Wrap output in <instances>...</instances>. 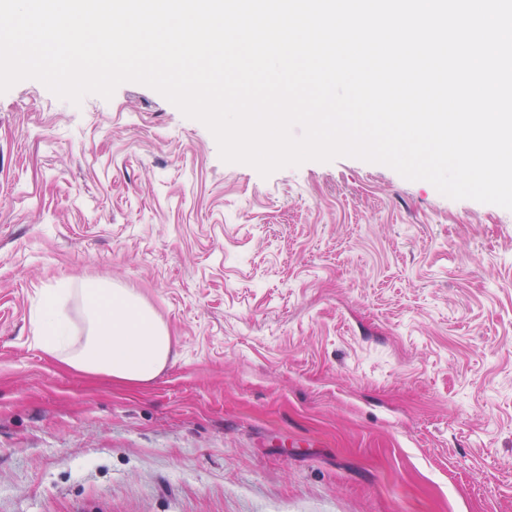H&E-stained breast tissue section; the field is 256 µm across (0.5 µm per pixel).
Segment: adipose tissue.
I'll use <instances>...</instances> for the list:
<instances>
[{
  "label": "adipose tissue",
  "mask_w": 512,
  "mask_h": 512,
  "mask_svg": "<svg viewBox=\"0 0 512 512\" xmlns=\"http://www.w3.org/2000/svg\"><path fill=\"white\" fill-rule=\"evenodd\" d=\"M72 291L59 289L34 321L38 345L71 369L105 374L126 383H145L171 360L172 339L165 326L137 296L96 280L83 288L85 335L70 337L65 304Z\"/></svg>",
  "instance_id": "adipose-tissue-1"
}]
</instances>
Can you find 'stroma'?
<instances>
[{"instance_id": "obj_1", "label": "stroma", "mask_w": 512, "mask_h": 512, "mask_svg": "<svg viewBox=\"0 0 512 512\" xmlns=\"http://www.w3.org/2000/svg\"><path fill=\"white\" fill-rule=\"evenodd\" d=\"M137 294L150 382L35 345ZM0 512H512V211L351 157L262 177L121 84L0 94Z\"/></svg>"}]
</instances>
